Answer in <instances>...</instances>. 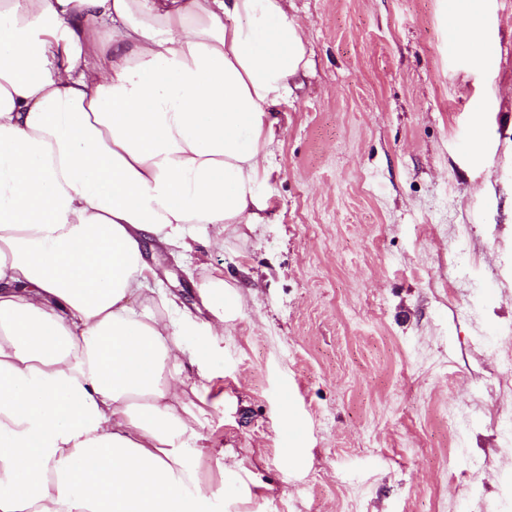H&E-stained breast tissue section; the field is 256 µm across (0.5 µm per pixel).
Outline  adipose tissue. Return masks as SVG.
Wrapping results in <instances>:
<instances>
[{"label":"adipose tissue","mask_w":512,"mask_h":512,"mask_svg":"<svg viewBox=\"0 0 512 512\" xmlns=\"http://www.w3.org/2000/svg\"><path fill=\"white\" fill-rule=\"evenodd\" d=\"M310 67L288 0H0V512H208L181 338L232 308L143 245L264 223ZM156 271L161 285L178 298L180 306L202 321L211 320L209 310L203 305L198 283L200 274L178 264L165 250L157 248Z\"/></svg>","instance_id":"1"}]
</instances>
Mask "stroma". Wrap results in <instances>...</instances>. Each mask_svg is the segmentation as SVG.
I'll list each match as a JSON object with an SVG mask.
<instances>
[{"label":"stroma","instance_id":"35a3bbf8","mask_svg":"<svg viewBox=\"0 0 512 512\" xmlns=\"http://www.w3.org/2000/svg\"><path fill=\"white\" fill-rule=\"evenodd\" d=\"M466 6L475 49L454 0H292L312 67L278 114L269 221L203 249L241 309L204 356L183 339L224 451L195 462L212 512H512L491 425L512 405V0ZM155 265L210 320L199 274Z\"/></svg>","mask_w":512,"mask_h":512}]
</instances>
